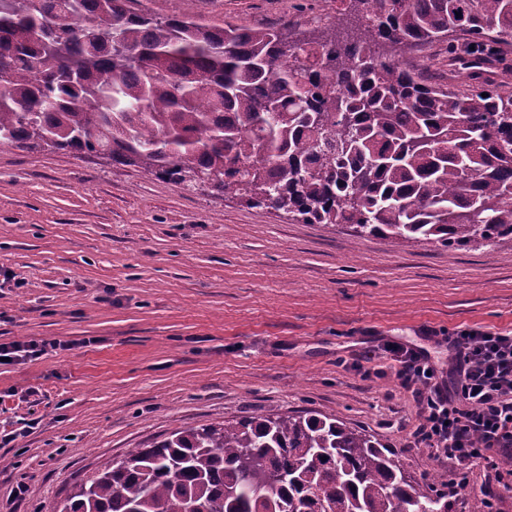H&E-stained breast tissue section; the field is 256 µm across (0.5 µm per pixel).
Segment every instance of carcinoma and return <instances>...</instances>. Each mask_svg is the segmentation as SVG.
<instances>
[{"label":"carcinoma","mask_w":512,"mask_h":512,"mask_svg":"<svg viewBox=\"0 0 512 512\" xmlns=\"http://www.w3.org/2000/svg\"><path fill=\"white\" fill-rule=\"evenodd\" d=\"M0 0V145L106 152L354 236L512 244V0H340L315 33L131 0ZM448 52L456 89L400 58ZM56 51L40 74L34 66ZM488 97H482V94ZM71 512H448L315 411L177 430L76 484Z\"/></svg>","instance_id":"obj_1"}]
</instances>
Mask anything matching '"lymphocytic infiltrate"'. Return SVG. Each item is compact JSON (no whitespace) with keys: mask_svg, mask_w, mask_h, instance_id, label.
Listing matches in <instances>:
<instances>
[{"mask_svg":"<svg viewBox=\"0 0 512 512\" xmlns=\"http://www.w3.org/2000/svg\"><path fill=\"white\" fill-rule=\"evenodd\" d=\"M384 349L417 408L415 447L441 462L484 463L489 481L505 482L508 474L492 454L512 456V336L461 331L448 339L444 369L405 343L390 341Z\"/></svg>","mask_w":512,"mask_h":512,"instance_id":"f902f5d3","label":"lymphocytic infiltrate"}]
</instances>
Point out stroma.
Here are the masks:
<instances>
[{
  "instance_id": "obj_1",
  "label": "stroma",
  "mask_w": 512,
  "mask_h": 512,
  "mask_svg": "<svg viewBox=\"0 0 512 512\" xmlns=\"http://www.w3.org/2000/svg\"><path fill=\"white\" fill-rule=\"evenodd\" d=\"M336 0H193L198 22L307 29ZM512 334V248L358 238L96 154L0 145V512H57L79 479L180 429L257 412L336 416L470 512L485 469L412 445L383 345ZM25 483V500L13 490ZM69 347L70 344L68 342L60 340H44L40 343L36 341H12L0 344V357L10 358V362L0 361V365H12L29 358H39L42 355L48 354L49 351L66 350Z\"/></svg>"
}]
</instances>
